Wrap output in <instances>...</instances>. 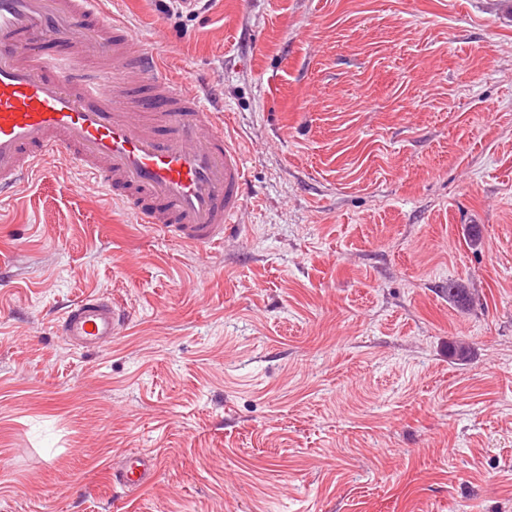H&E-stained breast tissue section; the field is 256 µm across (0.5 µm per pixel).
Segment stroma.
<instances>
[{"instance_id":"1","label":"stroma","mask_w":512,"mask_h":512,"mask_svg":"<svg viewBox=\"0 0 512 512\" xmlns=\"http://www.w3.org/2000/svg\"><path fill=\"white\" fill-rule=\"evenodd\" d=\"M107 8L220 99L245 209L203 254L59 160L0 205V512H512V0ZM89 292L128 320L83 350ZM122 322L112 302L88 293L62 314L56 331L78 347L99 348L112 341ZM155 468L156 462L153 458L141 453H131L126 457L118 478L122 485L139 489L147 485Z\"/></svg>"}]
</instances>
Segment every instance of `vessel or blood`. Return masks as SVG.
Instances as JSON below:
<instances>
[{"mask_svg":"<svg viewBox=\"0 0 512 512\" xmlns=\"http://www.w3.org/2000/svg\"><path fill=\"white\" fill-rule=\"evenodd\" d=\"M102 0H0V200L68 156L85 180L128 204L139 223L200 250L223 243L245 205L247 168L210 109L153 52L129 53L135 35ZM62 43L46 58L36 47ZM122 318L86 294L56 323L82 348L111 342ZM153 458L129 454L122 485H147Z\"/></svg>","mask_w":512,"mask_h":512,"instance_id":"vessel-or-blood-1","label":"vessel or blood"}]
</instances>
